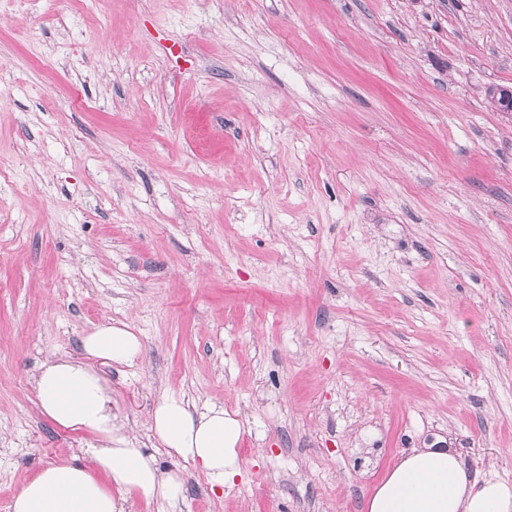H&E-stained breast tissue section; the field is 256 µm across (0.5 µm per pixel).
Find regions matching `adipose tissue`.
I'll return each mask as SVG.
<instances>
[{
  "instance_id": "adipose-tissue-1",
  "label": "adipose tissue",
  "mask_w": 512,
  "mask_h": 512,
  "mask_svg": "<svg viewBox=\"0 0 512 512\" xmlns=\"http://www.w3.org/2000/svg\"><path fill=\"white\" fill-rule=\"evenodd\" d=\"M82 358L58 357L41 364L33 390L44 417L89 434L83 456L48 465L26 481L11 512H123L132 498L180 512L185 480L163 468L159 454L198 465L211 492L232 486L241 474L243 421L224 407L191 409L165 396L150 415L157 448L136 444L97 364L128 366L143 343L122 322L102 325L81 340ZM365 512H512V484L471 480L448 449L414 448L404 454L365 501Z\"/></svg>"
}]
</instances>
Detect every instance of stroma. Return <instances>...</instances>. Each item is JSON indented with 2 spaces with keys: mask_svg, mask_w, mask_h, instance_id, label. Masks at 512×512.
<instances>
[{
  "mask_svg": "<svg viewBox=\"0 0 512 512\" xmlns=\"http://www.w3.org/2000/svg\"><path fill=\"white\" fill-rule=\"evenodd\" d=\"M512 0H0V512L86 436L31 376L240 412L182 512H363L404 453L512 483Z\"/></svg>",
  "mask_w": 512,
  "mask_h": 512,
  "instance_id": "stroma-1",
  "label": "stroma"
}]
</instances>
